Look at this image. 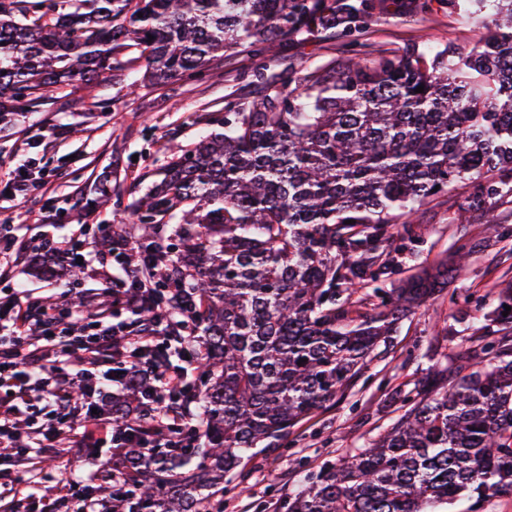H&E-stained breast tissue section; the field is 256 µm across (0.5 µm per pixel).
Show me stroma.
Wrapping results in <instances>:
<instances>
[{"label":"stroma","instance_id":"1","mask_svg":"<svg viewBox=\"0 0 512 512\" xmlns=\"http://www.w3.org/2000/svg\"><path fill=\"white\" fill-rule=\"evenodd\" d=\"M363 38L387 53L412 51L432 57L445 48H467L483 31L449 13L446 0H431L426 13L414 15L411 0H386ZM342 40L324 35L293 42L289 64L258 73V61L241 49L225 52L204 75L176 77L160 84L146 77V62L136 49L122 51L121 66L111 79L83 85L70 96L52 98L15 113L0 125V182L8 180L23 158L33 159V175L43 186L17 207L0 209V225L27 240L19 275L0 276V296L16 287L27 289L33 304L59 297L64 277H47L58 267L43 253L42 237L83 235L98 249L109 248L111 227L136 224L132 203L159 182L164 166L211 134L215 118L228 100L249 102L263 92L264 81L288 76L289 65L312 71L339 63ZM112 184V198L103 208L79 214L80 198H92L101 181ZM472 190L463 180L447 194L413 214L419 239L394 250L395 267L380 288L440 264L454 265L457 249L471 253L466 267L448 283L446 296L401 318L353 384L272 447L247 452L224 484V512H280L307 473L328 461L355 453L391 427L401 413L400 396L410 392L433 365L454 366L492 318L502 289L512 287V201L494 207L496 223L484 213L461 218L460 207ZM461 300L449 303V293ZM473 302H465V295Z\"/></svg>","mask_w":512,"mask_h":512}]
</instances>
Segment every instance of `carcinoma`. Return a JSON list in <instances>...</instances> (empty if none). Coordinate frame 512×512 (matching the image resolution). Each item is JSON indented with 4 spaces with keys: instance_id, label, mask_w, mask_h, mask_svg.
I'll list each match as a JSON object with an SVG mask.
<instances>
[{
    "instance_id": "obj_1",
    "label": "carcinoma",
    "mask_w": 512,
    "mask_h": 512,
    "mask_svg": "<svg viewBox=\"0 0 512 512\" xmlns=\"http://www.w3.org/2000/svg\"><path fill=\"white\" fill-rule=\"evenodd\" d=\"M374 0H0V120L66 87L112 76L141 49L152 78L196 76L238 46L262 56L300 36L341 35L342 64L228 101L217 125L135 203L141 247L163 244L147 278L153 311L115 324L132 335L188 314L200 372L196 445L123 449L125 486L97 485L108 512H208L243 454L287 436L336 399L398 320L455 269L357 293L389 274L386 247L406 208L458 180L467 209L512 197V0H467L484 29L467 50L405 51L369 62L357 33ZM424 92L417 93L418 86ZM112 198L102 182L91 213ZM181 210L170 227L154 217ZM370 306V311L363 306ZM306 362L299 363L300 359ZM448 385L420 384L367 447L308 474L283 512H445L469 495L512 497V329H489ZM151 367L112 400L142 428Z\"/></svg>"
}]
</instances>
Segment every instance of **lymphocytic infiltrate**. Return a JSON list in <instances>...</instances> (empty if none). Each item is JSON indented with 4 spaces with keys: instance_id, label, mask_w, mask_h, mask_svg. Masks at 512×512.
<instances>
[{
    "instance_id": "f902f5d3",
    "label": "lymphocytic infiltrate",
    "mask_w": 512,
    "mask_h": 512,
    "mask_svg": "<svg viewBox=\"0 0 512 512\" xmlns=\"http://www.w3.org/2000/svg\"><path fill=\"white\" fill-rule=\"evenodd\" d=\"M40 249L69 263H97L98 274L110 285L113 306L129 311L146 307V299L138 289L153 265L151 257H144L139 266L130 267L122 262V247L95 251L75 236L44 238ZM115 264L122 267L121 277H114L111 272ZM66 318L75 325L87 323V333L68 335L61 327ZM33 322L40 327L36 337L26 332L27 325ZM45 341L64 343L81 350L82 355L73 360L64 355L50 356L41 347ZM164 343V337L152 328L134 336L117 335L110 322L100 317L86 321L83 314L65 304L49 310L34 308L21 289L0 297V446L16 447L21 424L27 421L30 409L41 403L62 409L65 419L48 422L42 429L30 432L28 445L56 449L53 461L60 470L71 468L78 457L94 463L104 453L116 457L123 448L140 444L148 449L189 447L190 441L182 429L195 423L196 415L192 410L174 407L171 396L188 385L194 350L185 337L177 359H162L158 353ZM118 347L124 350L123 361L99 370L100 357ZM149 353L155 356V387L149 400L147 430L142 433L128 426H114L110 418L97 413V398L105 390L124 387L127 372L137 368ZM77 384L82 391L76 398L71 390ZM71 432L77 438L76 449H59L60 440Z\"/></svg>"
}]
</instances>
